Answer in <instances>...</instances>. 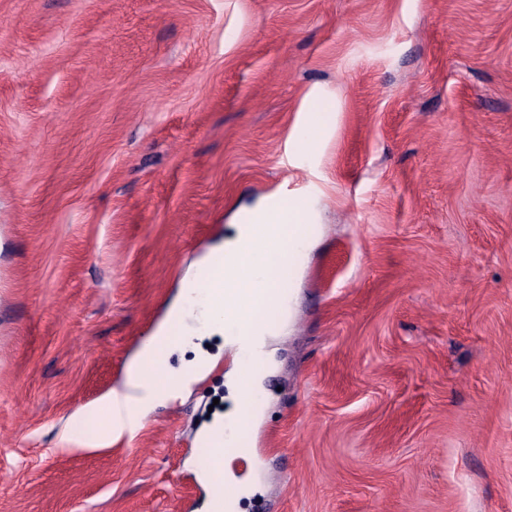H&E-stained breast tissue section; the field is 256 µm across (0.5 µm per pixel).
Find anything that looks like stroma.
Segmentation results:
<instances>
[{"instance_id": "obj_1", "label": "stroma", "mask_w": 512, "mask_h": 512, "mask_svg": "<svg viewBox=\"0 0 512 512\" xmlns=\"http://www.w3.org/2000/svg\"><path fill=\"white\" fill-rule=\"evenodd\" d=\"M272 194L319 222L238 512H512V0H0V512H212L232 335L133 434L73 417Z\"/></svg>"}]
</instances>
